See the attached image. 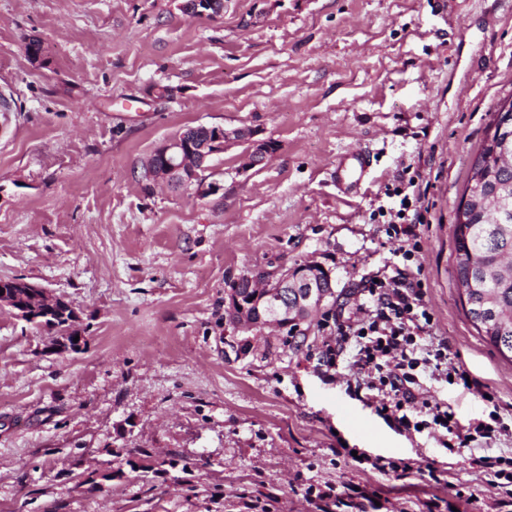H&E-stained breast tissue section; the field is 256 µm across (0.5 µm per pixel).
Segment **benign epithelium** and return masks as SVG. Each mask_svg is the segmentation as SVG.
I'll list each match as a JSON object with an SVG mask.
<instances>
[{
  "label": "benign epithelium",
  "mask_w": 512,
  "mask_h": 512,
  "mask_svg": "<svg viewBox=\"0 0 512 512\" xmlns=\"http://www.w3.org/2000/svg\"><path fill=\"white\" fill-rule=\"evenodd\" d=\"M216 7L212 0H184L182 8L191 16L201 17L212 15L211 9ZM218 8V7H216ZM224 8H218L223 12ZM512 116V100L502 104L496 117L494 129L497 130V142L500 159H512V128L505 115ZM217 140L223 143L245 141L249 149L245 155L243 167L254 168L262 164L273 154L277 145L271 140L255 138V133L247 128H224L219 125L209 126ZM210 140L183 141L179 138H167L157 145L144 163L151 186L166 185L179 180L204 196L217 194L221 186L215 182L209 184L201 180L199 172L210 169L209 162L213 155ZM512 196V185L496 183L489 177L477 172L472 174L466 196L460 208L459 223H467L470 208L484 209L489 213H500V204ZM250 287L257 292L250 297V305L255 312H250L241 301V296L230 292L228 310L234 314L230 324L238 332H248L254 325V315L269 314L267 323L278 328L286 327L289 321L299 315L312 313L324 306L331 298L333 288L324 287V282H332L331 274L315 262H305L293 266L282 265L276 269H253L247 275ZM63 304L66 312L71 314L68 319L70 329L67 334L60 335L50 330L51 336L47 348L53 352H75L82 348L83 340H75L82 335L78 326V314L65 299L55 291L39 284L20 278L0 280V309H7L15 315L36 320L51 316L49 310Z\"/></svg>",
  "instance_id": "1"
}]
</instances>
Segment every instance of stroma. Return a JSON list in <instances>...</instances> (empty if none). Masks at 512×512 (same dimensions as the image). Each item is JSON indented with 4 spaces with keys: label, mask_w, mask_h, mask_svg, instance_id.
<instances>
[{
    "label": "stroma",
    "mask_w": 512,
    "mask_h": 512,
    "mask_svg": "<svg viewBox=\"0 0 512 512\" xmlns=\"http://www.w3.org/2000/svg\"><path fill=\"white\" fill-rule=\"evenodd\" d=\"M180 3L0 0V278L62 295L87 337L49 354L44 329L0 310V512H247V496L319 512L306 490L325 483L353 492L350 512H421L436 493L494 512L468 453L399 430L318 358L394 249L378 208L407 171L432 331L482 386L424 396L464 421L512 412V362L465 315L453 237L471 156L512 97V0H224L213 18ZM199 124L277 150L246 171V144L230 145L209 197L144 191V159ZM356 149L373 153L371 180L337 194ZM305 261L332 276L329 314L305 338L267 327L245 333L247 354L225 351L232 282ZM142 448L178 469L142 472Z\"/></svg>",
    "instance_id": "35a3bbf8"
}]
</instances>
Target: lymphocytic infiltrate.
<instances>
[{"instance_id":"lymphocytic-infiltrate-1","label":"lymphocytic infiltrate","mask_w":512,"mask_h":512,"mask_svg":"<svg viewBox=\"0 0 512 512\" xmlns=\"http://www.w3.org/2000/svg\"><path fill=\"white\" fill-rule=\"evenodd\" d=\"M385 195L393 201L385 234L396 242V256L386 259L374 277L362 279L360 317L337 324L335 335L323 343L320 364L349 371L355 392L369 396L376 412L403 430H424L451 452L472 449L471 466L496 492L497 506H507L512 501V456L490 452L504 424L464 423L448 401L422 397L427 382L463 385L468 373L453 361L447 342L434 339L422 283L404 268L421 251L415 227L424 216L410 208L407 184L388 186Z\"/></svg>"}]
</instances>
